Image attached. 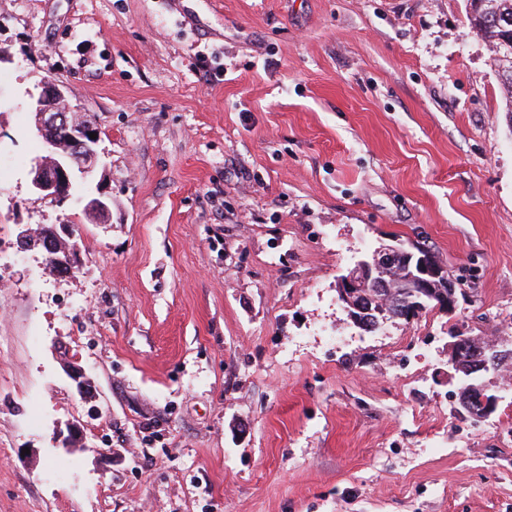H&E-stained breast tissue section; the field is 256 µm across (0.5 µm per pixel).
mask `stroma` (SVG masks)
<instances>
[{"instance_id": "1", "label": "stroma", "mask_w": 512, "mask_h": 512, "mask_svg": "<svg viewBox=\"0 0 512 512\" xmlns=\"http://www.w3.org/2000/svg\"><path fill=\"white\" fill-rule=\"evenodd\" d=\"M469 9L0 0V512H512V363L477 424L448 366L457 333L512 346V130ZM44 77L101 132L63 203L30 189ZM51 224L74 277L18 248ZM394 242L467 296L367 333L337 280Z\"/></svg>"}]
</instances>
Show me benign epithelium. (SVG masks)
<instances>
[{
  "instance_id": "obj_1",
  "label": "benign epithelium",
  "mask_w": 512,
  "mask_h": 512,
  "mask_svg": "<svg viewBox=\"0 0 512 512\" xmlns=\"http://www.w3.org/2000/svg\"><path fill=\"white\" fill-rule=\"evenodd\" d=\"M39 93L32 97L30 109L35 114V130L43 143L44 155L37 158L30 170L32 189L45 198L64 202L72 198L71 190L76 176L85 177L99 165L98 143L100 138L92 139L89 134L99 133V129L89 122H77L70 116L68 105L69 87L66 83L54 79H43L38 83ZM64 135L68 148L59 150L56 133ZM84 208L88 212L106 217L111 211L112 201L104 196H90L84 199ZM45 259L49 260L64 250L67 258L56 263V271L67 277L74 276L81 262L77 247L67 245L61 248L63 237H71L70 229L59 226H43L39 229ZM400 248L385 245L360 261L353 270L342 276L337 282V294L346 311H357L361 314L371 312L366 304L367 296L364 288H379L382 281L379 273ZM410 287L414 288L415 299L410 307L404 309L403 320H412L419 313V308L430 300L438 299L437 308L453 312L457 305L454 286L448 283L441 267L429 262L422 253H408L405 268L402 270ZM442 289L435 290L437 283ZM473 360L472 370L483 372L500 362L506 352L499 349L493 342H487L470 350ZM66 375L75 383L76 389L83 397L92 395V382L85 370L70 360L63 361ZM498 396L489 393L483 385L468 395L461 397V406L468 418L475 423L486 420L497 408Z\"/></svg>"
}]
</instances>
